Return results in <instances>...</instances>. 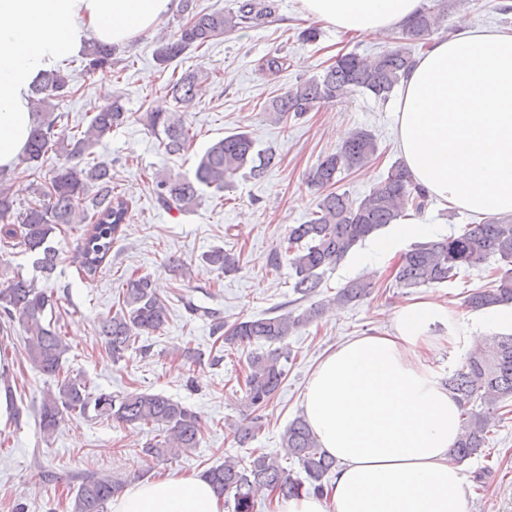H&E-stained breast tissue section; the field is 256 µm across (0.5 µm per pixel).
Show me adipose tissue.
Returning a JSON list of instances; mask_svg holds the SVG:
<instances>
[{"mask_svg": "<svg viewBox=\"0 0 512 512\" xmlns=\"http://www.w3.org/2000/svg\"><path fill=\"white\" fill-rule=\"evenodd\" d=\"M305 17L383 36L422 0H299ZM173 0H0V168L16 166L34 116L33 80L89 41L115 46L151 29ZM400 152L415 182L471 213L512 214V31L459 23L417 58L396 112ZM456 320L434 297L397 309L392 330L341 344L319 362L304 414L337 463L328 499L280 500L278 512H466V478L448 462L461 408L425 359L435 325ZM111 512H224L200 477L127 486Z\"/></svg>", "mask_w": 512, "mask_h": 512, "instance_id": "1", "label": "adipose tissue"}]
</instances>
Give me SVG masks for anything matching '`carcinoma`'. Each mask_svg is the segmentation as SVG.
Wrapping results in <instances>:
<instances>
[{
	"mask_svg": "<svg viewBox=\"0 0 512 512\" xmlns=\"http://www.w3.org/2000/svg\"><path fill=\"white\" fill-rule=\"evenodd\" d=\"M474 0H433L422 7L393 37V46L372 56L345 53L323 73L300 80L287 91L272 98L265 108L268 116L281 121L302 118L315 107L336 98L361 93L386 102L401 86L414 64L415 51L431 34L442 28L448 11ZM184 22L178 31L157 40L155 58L168 66L187 49L202 48L210 41L238 29L261 24L274 12L273 0H236L227 11H204L196 0H180ZM444 29V28H442ZM450 35L452 30L446 28ZM114 47L92 41L82 53L81 64L89 73L112 70ZM176 104L192 106L202 95L199 76L185 71L163 86ZM72 96L68 77L60 69L42 74L33 85L31 106L35 124L21 157L26 170H36L45 155L54 150L63 157L50 178L30 184L35 200L16 211L13 185L7 184L0 170V253L8 250L35 256V267L50 275L56 269L57 249L52 245L56 233L67 227L81 230L74 260L79 274L92 280L112 252V245L125 233L130 200L112 187V173L91 163L92 148L104 137L126 123L128 112L122 97L107 99L85 130L69 132L58 126L56 103ZM145 120L155 134L159 147L167 155L189 150L194 141L192 128L174 112H147ZM378 152L376 136L364 129L353 132L336 150L323 155L307 175V185L320 191L316 210L302 224L288 229L285 256L294 272V292L305 300L318 292L324 272L335 267L356 246L383 228L397 224L411 209L419 214L428 205L429 195L415 183L404 160L391 163L387 172L360 200L338 192L335 186L343 175L367 167ZM277 164L271 151L255 148L251 136L241 130L228 133L213 142L198 158L192 176L156 180V198L166 209L192 211L206 190L222 192L243 169L258 179ZM203 260L220 271L237 270L239 260L222 248L203 255ZM495 260L506 270L497 274L491 285L473 288L464 303L473 310L512 305V217L486 216L464 226L459 233L414 242L392 272L399 288H419L454 282L463 271L480 269ZM372 280L359 277L347 282L327 300V305L347 307L372 293ZM318 304L296 314L292 311L263 318H251L226 325L215 312L211 317V335L228 347L284 341L299 327L323 312ZM51 296L39 289L34 280L9 272V264L0 263V321L18 323L26 333V355L39 373L60 378L63 356L68 345L57 332L51 315ZM168 319V308L158 295L153 281L140 276L126 281L122 303L113 314L103 317L99 334L106 350L121 359L143 336L160 331ZM290 352L283 348L251 351L245 379L244 405L249 426L238 431L245 443L262 429V410L279 390L286 376ZM448 390L460 402V435L449 452L455 465L480 457L489 445L499 410L512 399V334L490 337L484 346L470 353L445 381ZM93 416L127 425H146L163 432L153 437L145 452L156 458L188 453L200 446L201 425L197 414L187 405L160 393L138 390L122 393L95 392L83 378H61L58 391L48 392L39 408V425L46 437L54 435L72 416ZM282 446L300 466L294 477L286 472L275 455L250 454L246 459L227 458L207 470V479L232 512H255L257 498L294 497L302 493L324 496L336 460L320 447L306 418H294L282 435ZM124 483L107 475L80 480L70 512H106L112 497Z\"/></svg>",
	"mask_w": 512,
	"mask_h": 512,
	"instance_id": "1",
	"label": "carcinoma"
}]
</instances>
